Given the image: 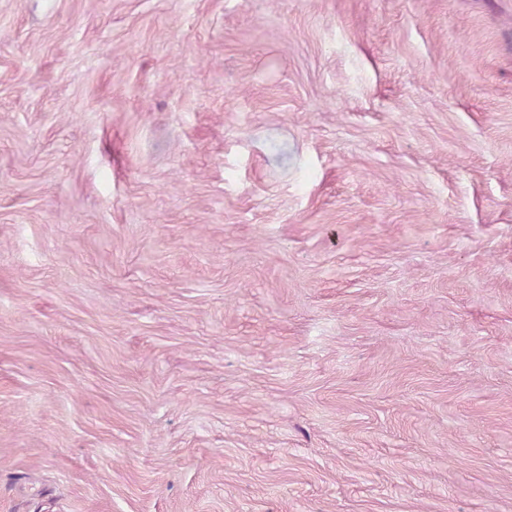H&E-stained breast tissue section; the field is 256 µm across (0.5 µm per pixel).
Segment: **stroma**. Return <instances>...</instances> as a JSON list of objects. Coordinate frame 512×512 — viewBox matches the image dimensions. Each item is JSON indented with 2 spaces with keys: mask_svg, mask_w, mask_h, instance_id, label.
I'll use <instances>...</instances> for the list:
<instances>
[{
  "mask_svg": "<svg viewBox=\"0 0 512 512\" xmlns=\"http://www.w3.org/2000/svg\"><path fill=\"white\" fill-rule=\"evenodd\" d=\"M0 512H512V0H0Z\"/></svg>",
  "mask_w": 512,
  "mask_h": 512,
  "instance_id": "stroma-1",
  "label": "stroma"
}]
</instances>
